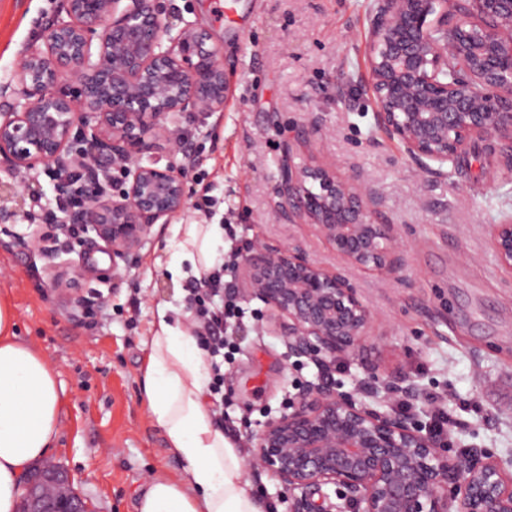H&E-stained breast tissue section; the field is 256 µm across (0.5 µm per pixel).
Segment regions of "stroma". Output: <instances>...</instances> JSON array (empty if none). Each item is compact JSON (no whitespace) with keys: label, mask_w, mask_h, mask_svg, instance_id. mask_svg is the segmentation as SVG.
Returning <instances> with one entry per match:
<instances>
[{"label":"stroma","mask_w":512,"mask_h":512,"mask_svg":"<svg viewBox=\"0 0 512 512\" xmlns=\"http://www.w3.org/2000/svg\"><path fill=\"white\" fill-rule=\"evenodd\" d=\"M170 16L197 22L223 54L231 93L223 112L183 124L196 158L186 171L190 207L177 221L224 227L225 296L241 286L239 257L261 241L300 248L328 271H343L373 311L372 336L328 369L292 355L288 338L261 301H241L224 323L223 427L239 447L286 412L299 385L326 380L362 396L374 379L396 373L415 386L410 410L429 424L444 408L460 446L512 459V270L493 254L490 227L512 219L507 143H472L466 167L423 173L378 127L366 90V39L372 0H162ZM61 0H0V81L25 43L38 40ZM318 124L309 148L322 163L356 176L382 202L405 252L395 277L346 266L311 225L277 219L278 162L294 136ZM52 171L13 221L0 222V301L11 304L16 334L52 364L66 398L49 461L68 472L91 512H137L158 475L182 469L147 414L139 383L159 303L188 313L185 288L166 270L169 225H154L131 265L113 273L108 255L72 239L61 260L92 261L95 273L62 297L46 259L28 247L27 213L55 206ZM104 309L87 325L83 304Z\"/></svg>","instance_id":"1"}]
</instances>
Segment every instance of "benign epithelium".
Masks as SVG:
<instances>
[{"label": "benign epithelium", "mask_w": 512, "mask_h": 512, "mask_svg": "<svg viewBox=\"0 0 512 512\" xmlns=\"http://www.w3.org/2000/svg\"><path fill=\"white\" fill-rule=\"evenodd\" d=\"M211 40L193 21L167 20L161 0H63L41 42L23 46L0 84V168L11 177L0 181V220L15 216L5 203L29 194L39 168L51 169L60 194L82 195L61 225H80L116 269L155 224L184 214L193 155L180 140L182 120L224 111L230 94ZM367 57L376 121L423 171L459 167L474 140L512 144V0H373ZM160 150L182 162L160 164ZM280 170L279 216L305 219L360 269L402 272L404 250L374 191L313 161L298 165L289 152ZM55 241L53 225L26 245L48 258L53 287L71 296L94 269H59ZM491 242L512 269L511 220L492 225ZM239 271L238 292L286 323L293 354L326 369L364 347L372 312L341 274L265 243ZM413 391L398 377L362 398L323 382L302 385L290 411L249 436L247 465L279 479L292 512H343L323 491L329 485L355 512H512V461L449 454V434L395 411L393 400ZM19 512L88 506L66 471L44 462L26 479Z\"/></svg>", "instance_id": "7a95c632"}]
</instances>
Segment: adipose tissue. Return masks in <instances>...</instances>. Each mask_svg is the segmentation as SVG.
Wrapping results in <instances>:
<instances>
[{"label": "adipose tissue", "instance_id": "ef3b65f1", "mask_svg": "<svg viewBox=\"0 0 512 512\" xmlns=\"http://www.w3.org/2000/svg\"><path fill=\"white\" fill-rule=\"evenodd\" d=\"M223 240L218 224L174 225L167 265L173 282L208 272ZM14 327L13 310L1 301L0 512H15L25 474L53 448L65 397L46 358L19 340ZM151 333L142 396L184 468L175 479L152 478L137 512H266L249 489L239 448L205 403L208 375L191 326L176 307L161 303Z\"/></svg>", "mask_w": 512, "mask_h": 512}]
</instances>
